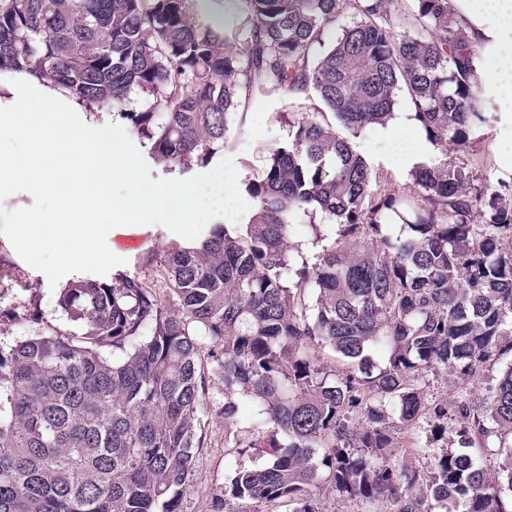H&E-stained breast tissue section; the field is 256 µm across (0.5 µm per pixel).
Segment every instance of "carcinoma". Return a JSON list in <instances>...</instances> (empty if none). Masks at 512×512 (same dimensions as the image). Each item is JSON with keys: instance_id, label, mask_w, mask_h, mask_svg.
I'll list each match as a JSON object with an SVG mask.
<instances>
[{"instance_id": "obj_1", "label": "carcinoma", "mask_w": 512, "mask_h": 512, "mask_svg": "<svg viewBox=\"0 0 512 512\" xmlns=\"http://www.w3.org/2000/svg\"><path fill=\"white\" fill-rule=\"evenodd\" d=\"M239 2L244 23L221 36L193 22L189 0H0V71L112 110L170 171L220 157L255 92L283 89L296 107L288 141L245 183V223L143 257L176 310L136 275L73 280L58 306L81 335L0 346V512H180L212 375L227 444L264 460L236 465L217 512H318L309 489L322 480L396 512H506L512 365L482 401L468 391L512 352V185L492 189L475 167L497 120L472 80L477 50L449 0ZM400 95L441 155L414 168L408 191L327 122L355 137ZM300 214L335 232L298 265ZM374 344L389 351L383 368ZM317 349L342 368H321ZM441 367L462 385L450 404L416 386ZM236 394L258 407L244 435ZM421 420L425 446L447 442L430 471L375 463L391 429ZM493 437L496 462L463 452Z\"/></svg>"}]
</instances>
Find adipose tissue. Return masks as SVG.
<instances>
[{
    "label": "adipose tissue",
    "mask_w": 512,
    "mask_h": 512,
    "mask_svg": "<svg viewBox=\"0 0 512 512\" xmlns=\"http://www.w3.org/2000/svg\"><path fill=\"white\" fill-rule=\"evenodd\" d=\"M458 23L465 29L481 59L475 80L486 98L512 121V0H450ZM89 107L66 91L41 84L28 73L0 81V130L24 137L28 150L18 157L0 155V202L13 197L17 186L51 199V211L30 216L19 213L14 235L30 251L44 243L38 227H55L52 243L61 269L84 262L108 265L112 255L97 250L94 238L101 227L134 223L155 209L169 212L178 222L191 219L207 205L235 203L232 178L198 190L159 189L138 185L132 196L112 192L117 167L128 165L116 153L117 134L111 125L85 118Z\"/></svg>",
    "instance_id": "1"
}]
</instances>
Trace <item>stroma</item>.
I'll return each mask as SVG.
<instances>
[{
	"mask_svg": "<svg viewBox=\"0 0 512 512\" xmlns=\"http://www.w3.org/2000/svg\"><path fill=\"white\" fill-rule=\"evenodd\" d=\"M288 109V96L280 91H264L255 103L246 107L243 127L232 128L229 144L224 153L209 166L194 169L181 175L166 171L152 162L148 148L121 120L112 125L121 133L120 143L126 153L134 158L133 167L121 170L113 179V190L121 196L131 195L135 184L159 187L197 188L224 176L233 177L235 183L260 172L268 151L285 141L288 125L280 120L281 112ZM352 144L374 172L387 179L389 184H410V166L407 156L427 161L434 155L431 144L418 126L402 130L392 123L375 125L358 137ZM28 210L48 211L50 199L31 197L26 191H18L13 201L0 205V342L11 344L37 333L70 334L79 332L78 323L72 322L57 305L58 291L68 280L94 278L111 281L113 274L127 273L148 281H156V268L142 266L141 254L163 252L175 244H182L200 237L212 224L244 223L251 211V201L245 192H238L235 204L221 208L201 209L185 224H176L161 211L144 215L133 230L140 235L139 250H116L112 236L101 233L96 237L97 246L113 253L108 266L84 264L73 268L68 275L57 271V259L50 245L55 233L51 224L43 225L46 244L38 257L27 256L12 243L13 213L15 207ZM224 385L220 380L209 383V401L202 421L204 444L196 452V463L186 482L181 500V512H216L215 503L233 473L235 463L253 465L250 456H238L235 449L225 445ZM312 498L318 512H394L387 501H369L333 491L327 484L313 489Z\"/></svg>",
	"mask_w": 512,
	"mask_h": 512,
	"instance_id": "1",
	"label": "stroma"
}]
</instances>
